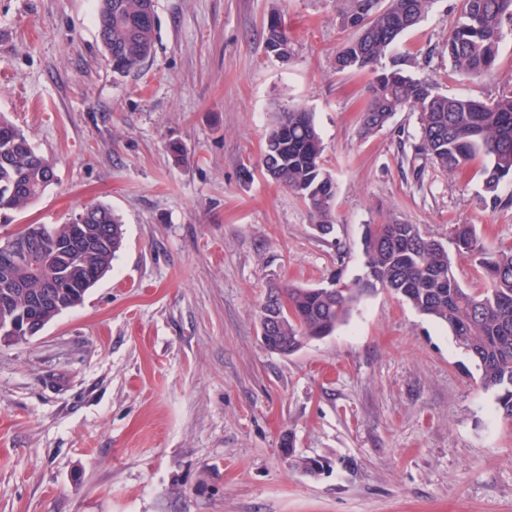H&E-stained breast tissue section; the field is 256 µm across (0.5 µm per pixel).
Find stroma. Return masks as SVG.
<instances>
[{
	"mask_svg": "<svg viewBox=\"0 0 512 512\" xmlns=\"http://www.w3.org/2000/svg\"><path fill=\"white\" fill-rule=\"evenodd\" d=\"M459 9L434 0L398 51L446 95L512 90V23L491 75L453 71ZM155 11L153 55L119 77L94 0H0V116L56 174L0 229L102 204L123 230L80 304L0 341V512H512V422L446 326L380 289L293 354L265 350L258 331L270 285L362 275L366 225L398 220L444 242L471 224L486 248L512 246V180L490 193L480 163L434 167L415 152L414 112L360 136L373 75L336 69L353 36L336 0ZM272 14L284 62L266 48ZM291 106L313 112L336 182L327 236L262 168L266 132ZM278 39L285 43L282 51L278 47ZM266 45L269 52L280 59H288V32L278 16H271L266 24Z\"/></svg>",
	"mask_w": 512,
	"mask_h": 512,
	"instance_id": "1",
	"label": "stroma"
}]
</instances>
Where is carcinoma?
Masks as SVG:
<instances>
[{
    "label": "carcinoma",
    "instance_id": "1",
    "mask_svg": "<svg viewBox=\"0 0 512 512\" xmlns=\"http://www.w3.org/2000/svg\"><path fill=\"white\" fill-rule=\"evenodd\" d=\"M433 0H339L343 26L358 31L336 55L339 71L368 70L374 77L360 117L368 138L399 112H416L420 125L416 154L451 172L477 157L484 160L485 188L493 193L512 178V91L488 101L441 94L434 82L414 77V63L396 52L398 37L417 25ZM96 18L112 72H138L156 43L153 0H96ZM512 22V0H461L459 18L446 49L453 70L472 79L489 76L495 65L504 23ZM281 19L266 24V45L288 58ZM324 146L312 113L282 112L267 132L263 166L267 175L292 191L324 236L333 233L336 185L324 167ZM55 180L54 166L25 135L0 118V211L22 212L42 198ZM92 221L41 225V254L35 266L0 281V328L22 315L50 320L79 304L112 267L122 246V228L112 210L94 206ZM451 245L458 255L479 258L485 285L464 288L453 272L448 246L422 233L417 224H369L362 239L364 273L351 285L332 280L306 288L273 286L288 316L276 326L288 353L306 340L324 338L350 317L360 299L386 289L421 314L448 326L456 345L480 371L481 386L498 392L504 418L512 420V247L488 250L473 225H454ZM53 279L55 310L30 308V292Z\"/></svg>",
    "mask_w": 512,
    "mask_h": 512
}]
</instances>
